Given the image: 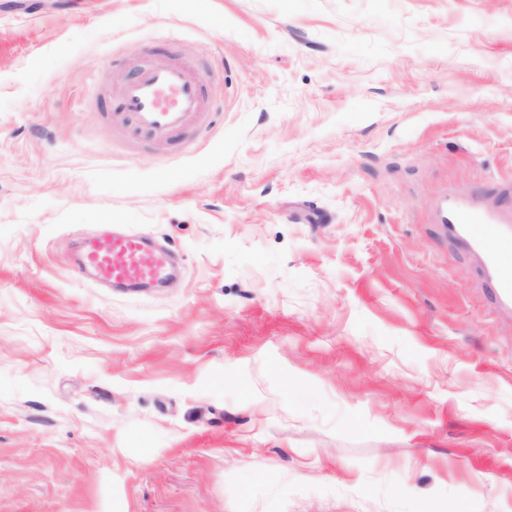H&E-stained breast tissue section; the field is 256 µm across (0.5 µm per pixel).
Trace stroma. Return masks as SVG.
<instances>
[{
  "label": "stroma",
  "mask_w": 512,
  "mask_h": 512,
  "mask_svg": "<svg viewBox=\"0 0 512 512\" xmlns=\"http://www.w3.org/2000/svg\"><path fill=\"white\" fill-rule=\"evenodd\" d=\"M206 58L146 143L129 60ZM512 0H0V512H512ZM112 230L179 275L74 272ZM132 72L115 96L112 112L134 137L171 142L195 130L210 112L211 79L201 60L171 50L136 63ZM442 221L481 259L497 305L512 311V223L463 197L448 199Z\"/></svg>",
  "instance_id": "1"
}]
</instances>
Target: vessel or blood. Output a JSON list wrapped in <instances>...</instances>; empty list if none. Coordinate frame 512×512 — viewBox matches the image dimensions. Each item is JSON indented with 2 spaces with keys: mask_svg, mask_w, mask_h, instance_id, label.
<instances>
[{
  "mask_svg": "<svg viewBox=\"0 0 512 512\" xmlns=\"http://www.w3.org/2000/svg\"><path fill=\"white\" fill-rule=\"evenodd\" d=\"M133 75L115 97L112 110L139 139L174 141L195 130L210 110L211 79L201 60L177 52L136 63ZM443 223L450 235L479 256L498 306L512 311V222L449 198ZM81 271L123 288H145L167 275L166 253H148L138 235L86 241L80 250Z\"/></svg>",
  "mask_w": 512,
  "mask_h": 512,
  "instance_id": "1",
  "label": "vessel or blood"
}]
</instances>
